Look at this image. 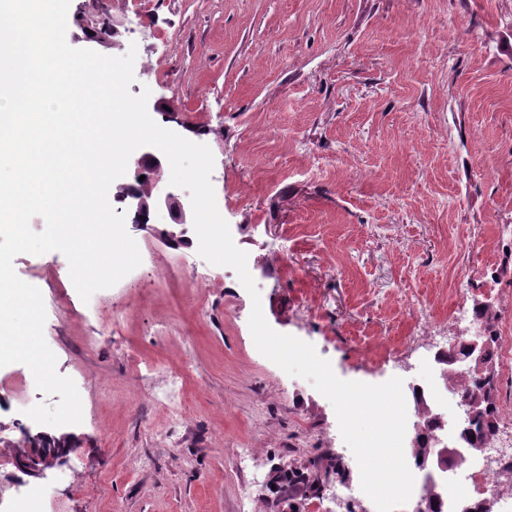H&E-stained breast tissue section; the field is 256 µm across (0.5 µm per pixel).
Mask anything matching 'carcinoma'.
Segmentation results:
<instances>
[{"label":"carcinoma","mask_w":512,"mask_h":512,"mask_svg":"<svg viewBox=\"0 0 512 512\" xmlns=\"http://www.w3.org/2000/svg\"><path fill=\"white\" fill-rule=\"evenodd\" d=\"M475 316L483 320L489 339L494 341L498 311H489L479 302L474 304ZM465 337H460L458 346L446 353L449 387L458 396L461 406L469 413L468 425L461 428L460 433L468 440V447L474 448L487 445L498 438L500 431L499 408V369L494 358V348L486 352L488 370L481 373H462L451 364V361L465 356L467 345ZM339 472L338 460L330 455L310 460L299 466H288V470H280L274 478L277 493L283 501L291 505L296 501H307L316 497L320 491L322 477Z\"/></svg>","instance_id":"1"}]
</instances>
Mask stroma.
<instances>
[{
    "instance_id": "35a3bbf8",
    "label": "stroma",
    "mask_w": 512,
    "mask_h": 512,
    "mask_svg": "<svg viewBox=\"0 0 512 512\" xmlns=\"http://www.w3.org/2000/svg\"><path fill=\"white\" fill-rule=\"evenodd\" d=\"M71 0L66 39L108 56L137 45L132 94L207 145L234 244L264 316L316 346L337 377L380 384L428 368L457 307L512 308V0ZM172 219L129 228L142 262L82 301L57 251L15 257L43 296L45 340L82 401L78 425L25 414L57 396L0 367V436L70 435L61 466L30 477V512H252L245 485L329 454L331 486H359L334 408L256 349L252 300ZM487 240L474 252L468 243ZM395 349L381 358L384 346ZM187 361L188 417L156 397ZM255 449L241 466V449Z\"/></svg>"
}]
</instances>
